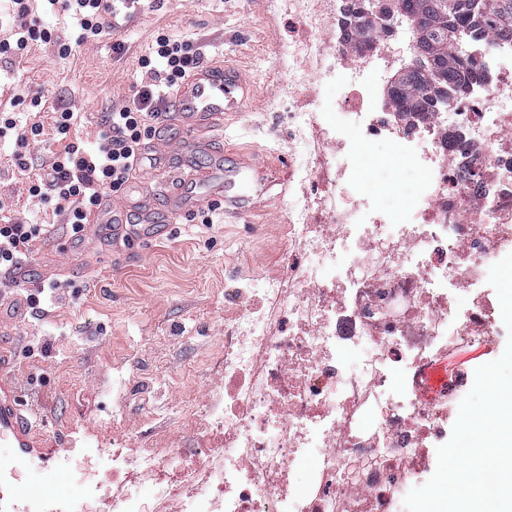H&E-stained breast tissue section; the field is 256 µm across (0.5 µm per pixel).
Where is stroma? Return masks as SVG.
Returning a JSON list of instances; mask_svg holds the SVG:
<instances>
[{
    "mask_svg": "<svg viewBox=\"0 0 512 512\" xmlns=\"http://www.w3.org/2000/svg\"><path fill=\"white\" fill-rule=\"evenodd\" d=\"M342 0H331L321 25L312 29L289 13L284 0H147L124 18L115 36L80 40L75 20L48 0H31L29 21L50 28L72 51L30 43L21 56L0 55V114L18 101L38 96L42 126L27 171L11 161V138H0V199L17 217L45 225L46 232L24 263L30 278L63 269L59 291L44 311L24 309L0 322L19 352L16 369L27 394L47 415L41 430L54 461L40 470L25 466L24 483H55L63 497L79 494L85 469L96 472L104 494L127 483L126 470H113L112 453L156 442L165 448L206 450L220 441L205 416L208 390L224 384V291L240 287L247 272L282 275L286 267L290 178L298 148L291 138L292 112H323L343 95L341 63L334 44ZM200 46L205 60L226 62L247 80L243 108L231 114L214 144L187 139L170 129L169 162L160 172L140 171L147 206L122 231L106 224L73 241L51 202L29 197L30 178L45 173L62 149L55 114L75 112L80 137L94 141L107 112L128 101L142 77L141 59L158 31ZM307 44L295 58L281 53L288 40ZM126 51L116 56L114 40ZM325 69L327 81L289 91L296 72ZM229 161L249 157L264 192L244 218L211 223L178 217L170 229L145 240L144 221L167 218L162 189L181 177L178 156L209 166L213 150ZM507 344L499 330L489 346L460 348L448 359L451 373L471 375L475 366L499 358Z\"/></svg>",
    "mask_w": 512,
    "mask_h": 512,
    "instance_id": "obj_1",
    "label": "stroma"
}]
</instances>
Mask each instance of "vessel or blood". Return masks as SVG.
Returning a JSON list of instances; mask_svg holds the SVG:
<instances>
[{"label":"vessel or blood","instance_id":"vessel-or-blood-1","mask_svg":"<svg viewBox=\"0 0 512 512\" xmlns=\"http://www.w3.org/2000/svg\"><path fill=\"white\" fill-rule=\"evenodd\" d=\"M240 76L226 70L201 64L193 69L175 94L167 99L163 120L176 121L189 137L202 141L208 132L223 125L224 115L239 111L242 104ZM241 166H224L221 159H214L207 170H200L193 161H186L185 171L178 188L169 195L171 216L189 213L209 200H223L224 212L240 217L252 208L258 188H249L233 195H223L225 185L235 184ZM144 206L142 186L137 178H130L120 203L101 198L90 221L94 224H123L129 213ZM17 352L14 347L0 343V446L14 449L16 466L26 464L30 455L42 452L40 428L45 416L22 399V384L15 372ZM30 491L24 484H7L0 487V512H18Z\"/></svg>","mask_w":512,"mask_h":512}]
</instances>
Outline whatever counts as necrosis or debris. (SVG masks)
Listing matches in <instances>:
<instances>
[{"label":"necrosis or debris","mask_w":512,"mask_h":512,"mask_svg":"<svg viewBox=\"0 0 512 512\" xmlns=\"http://www.w3.org/2000/svg\"><path fill=\"white\" fill-rule=\"evenodd\" d=\"M336 57L349 64L350 95L328 115H290L301 150L288 273L249 278L224 307V389L207 403L223 445L112 454L181 512H390L448 421V353L499 331L493 300L473 286L512 245V44L483 41L488 80L404 135L393 113L371 109L376 53L340 42ZM324 122L342 157L327 188L311 179L326 160L311 148ZM412 141L430 153L412 190L381 179L369 200L346 143ZM455 289L469 295L460 316ZM299 470L310 473L302 486Z\"/></svg>","instance_id":"1"}]
</instances>
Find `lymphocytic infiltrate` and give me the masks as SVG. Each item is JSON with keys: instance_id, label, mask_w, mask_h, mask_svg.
<instances>
[{"instance_id": "f902f5d3", "label": "lymphocytic infiltrate", "mask_w": 512, "mask_h": 512, "mask_svg": "<svg viewBox=\"0 0 512 512\" xmlns=\"http://www.w3.org/2000/svg\"><path fill=\"white\" fill-rule=\"evenodd\" d=\"M76 19L83 37L111 34L121 10L139 6L141 0H49ZM202 61L191 42L159 32L141 65L145 72L127 104L112 110L95 144L72 135L73 114L58 112L56 132L65 145L54 157L50 172L30 182L33 198L52 193L55 210L63 215L70 235L81 238L92 210L102 196L123 190L135 171L140 147L154 133L160 116L162 87L175 84ZM42 225L14 218L0 224V275L11 276L33 252L43 234Z\"/></svg>"}]
</instances>
